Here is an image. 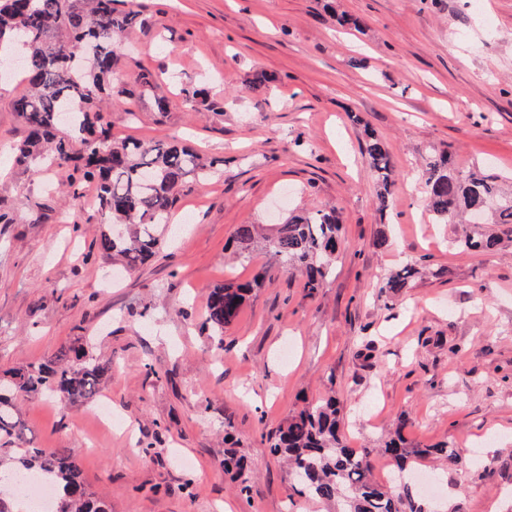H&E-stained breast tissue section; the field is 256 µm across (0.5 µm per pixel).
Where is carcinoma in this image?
Wrapping results in <instances>:
<instances>
[{"label":"carcinoma","mask_w":512,"mask_h":512,"mask_svg":"<svg viewBox=\"0 0 512 512\" xmlns=\"http://www.w3.org/2000/svg\"><path fill=\"white\" fill-rule=\"evenodd\" d=\"M139 11L131 0H0V66H11L13 47L25 48L24 90L13 109L29 129L16 148L14 162L26 168L40 160L74 164L81 179L95 184L97 211L105 229L96 243L99 251L133 271L157 252L159 227L171 222L184 192L186 178L203 180L214 161L204 163L198 153L179 141L143 142L118 139L103 110L105 99L153 96L164 113L168 100L157 94L160 79L143 71L133 86L113 81L119 38L134 27ZM361 150L375 179L377 210L391 206L394 165L384 142L364 127ZM427 206L443 224H458L463 215L480 210L501 232L486 233L481 225L457 239L464 250L491 252L512 233V194L502 191L492 167L463 173L451 156L439 153L424 166ZM234 242L243 254L256 243L253 224L238 225ZM340 220L336 208L289 215L276 233L265 238L278 266L298 273L308 294L327 280L340 248ZM417 269L405 266L391 273L381 292L395 296L409 287ZM258 276L247 283H225L207 296L203 331L216 346L224 344V328L237 318L252 290L263 285ZM75 348L58 350L47 362L15 368L0 379V512H31L16 491L20 476L42 479L55 488L49 512H111L108 503L90 492L82 478L78 457L68 448H28L14 400L19 393L56 392L69 404L92 400L108 366L94 359L83 362ZM344 405L336 391L298 409L286 425L266 435L271 451L284 458L294 494L334 503L340 512H428L420 488L412 480L417 465L436 457L463 468L462 449L446 443L421 446L408 441L400 423L377 449L352 448L342 431ZM377 453L392 466L393 484L378 482L371 456Z\"/></svg>","instance_id":"carcinoma-1"}]
</instances>
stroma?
<instances>
[{"instance_id": "obj_1", "label": "stroma", "mask_w": 512, "mask_h": 512, "mask_svg": "<svg viewBox=\"0 0 512 512\" xmlns=\"http://www.w3.org/2000/svg\"><path fill=\"white\" fill-rule=\"evenodd\" d=\"M140 16L116 77H161L152 99L109 106L115 136L174 137L216 167L189 179L157 257L114 273L95 239L91 184L72 167L14 162L27 128L12 108L16 74L0 77V375L84 346L110 367L100 385L116 417L46 393L19 398L26 446L72 448L88 488L112 512H332L293 496L266 442L301 398L329 390L346 405L352 447L397 421L420 445L483 447L469 472L421 473L434 512H512V237L483 254L424 205L421 163L492 165L512 189V0H137ZM348 14L363 30L341 27ZM275 78L248 91L257 72ZM207 88L195 111L184 93ZM368 124L395 166L392 207L376 210L359 144ZM336 206L342 248L315 295L264 253L232 258L238 225L272 236L293 209ZM388 242L377 246L378 233ZM405 265L404 294L379 292ZM266 281L224 332L207 340L206 297L224 281ZM247 492L224 470L225 438Z\"/></svg>"}]
</instances>
